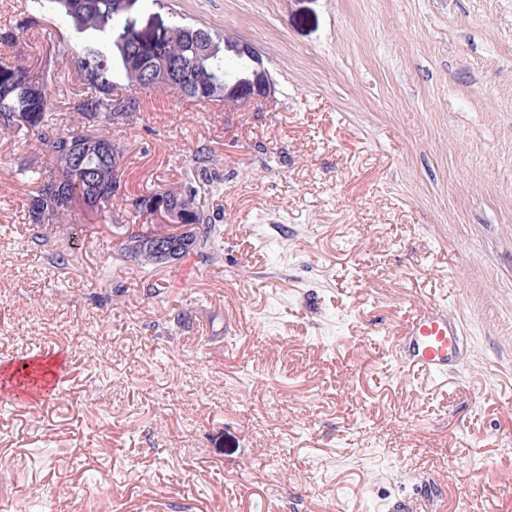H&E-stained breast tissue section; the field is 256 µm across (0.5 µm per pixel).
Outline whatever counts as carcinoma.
Returning <instances> with one entry per match:
<instances>
[{"label": "carcinoma", "mask_w": 512, "mask_h": 512, "mask_svg": "<svg viewBox=\"0 0 512 512\" xmlns=\"http://www.w3.org/2000/svg\"><path fill=\"white\" fill-rule=\"evenodd\" d=\"M133 0H37L40 8L62 16L69 33L78 41L77 67L83 87L72 109L80 121L62 128L54 118L57 63L49 58L33 68L21 60H0V131L22 133L44 146L49 180L30 199L31 223L56 224L70 212L72 203L83 202L92 210L106 209L130 198L112 188L114 172H122L124 150L101 132L121 124L136 113L137 96L129 94V110L112 119L113 96L122 85L140 89L174 88L181 95L211 100L218 91L216 74L224 73V59L234 58V44L203 26L175 21L168 26L143 28L128 11ZM0 41L23 48L28 44V25L0 33ZM198 195L190 183L140 195L131 209V220L154 212L149 200L160 194L172 203L184 194ZM201 225L199 234L178 246L176 257L202 250L218 236L214 224L204 223L202 209L192 214ZM126 254L142 265H160L163 257L152 244L135 242L130 235Z\"/></svg>", "instance_id": "obj_1"}]
</instances>
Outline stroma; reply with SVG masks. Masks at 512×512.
<instances>
[{"instance_id": "stroma-1", "label": "stroma", "mask_w": 512, "mask_h": 512, "mask_svg": "<svg viewBox=\"0 0 512 512\" xmlns=\"http://www.w3.org/2000/svg\"><path fill=\"white\" fill-rule=\"evenodd\" d=\"M131 16L251 46L275 98L149 90L113 126L127 197L193 183L221 229L155 267L80 206L34 245L44 151L0 132V361L68 363L61 390L0 397V512H512V0H137ZM28 18L37 65L69 33L0 0V29ZM438 302L463 341L430 380L392 333Z\"/></svg>"}]
</instances>
